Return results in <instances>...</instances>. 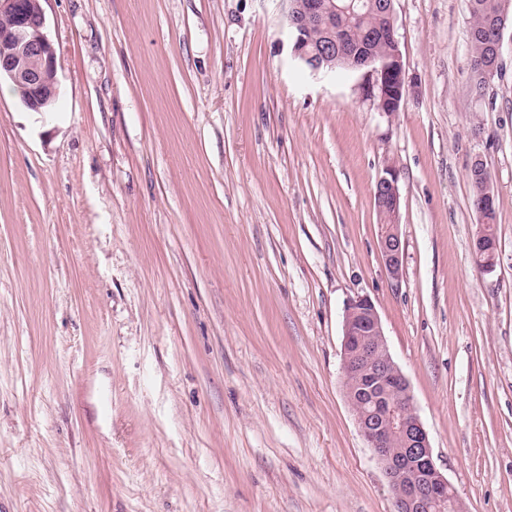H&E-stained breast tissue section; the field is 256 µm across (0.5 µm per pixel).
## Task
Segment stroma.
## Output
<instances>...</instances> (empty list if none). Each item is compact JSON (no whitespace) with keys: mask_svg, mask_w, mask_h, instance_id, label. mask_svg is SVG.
Instances as JSON below:
<instances>
[{"mask_svg":"<svg viewBox=\"0 0 512 512\" xmlns=\"http://www.w3.org/2000/svg\"><path fill=\"white\" fill-rule=\"evenodd\" d=\"M41 5L58 109L0 93V512H394L341 379L357 295L462 512H512V26L479 97L467 0H395L380 112L292 57L284 0ZM395 168L386 165L376 179L373 197L378 214L379 251L390 279L396 284L403 275L404 250L398 232L401 196ZM488 237L490 234L486 225L479 224L475 237V257L482 268L491 270L497 263L498 245L495 242L492 245L486 244Z\"/></svg>","mask_w":512,"mask_h":512,"instance_id":"1","label":"stroma"}]
</instances>
